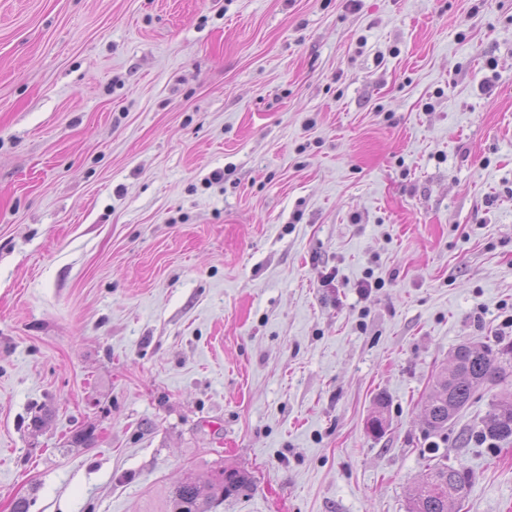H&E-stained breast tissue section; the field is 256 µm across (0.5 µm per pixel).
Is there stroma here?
Masks as SVG:
<instances>
[{"mask_svg":"<svg viewBox=\"0 0 512 512\" xmlns=\"http://www.w3.org/2000/svg\"><path fill=\"white\" fill-rule=\"evenodd\" d=\"M503 340L512 0H0V512H406L434 443L512 512V377L422 422ZM512 377V342L497 348L461 344L447 366L436 373L424 404L423 420L430 435L448 433V422L469 405L478 387L501 384ZM491 445L512 441V392H503L495 400L494 410L480 432ZM252 485L248 473L235 467H224L219 475L209 484L210 493L207 496L209 502L223 500L231 496L240 494L249 489ZM171 501L173 511L179 506L187 505L188 510L177 512H207L204 504L207 501H201V489L198 483L187 476L173 490Z\"/></svg>","mask_w":512,"mask_h":512,"instance_id":"35a3bbf8","label":"stroma"}]
</instances>
